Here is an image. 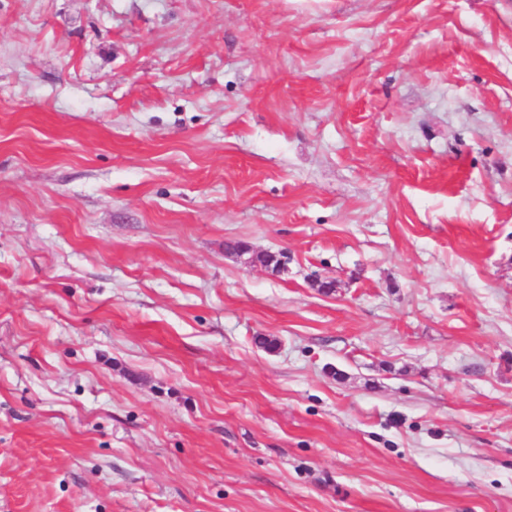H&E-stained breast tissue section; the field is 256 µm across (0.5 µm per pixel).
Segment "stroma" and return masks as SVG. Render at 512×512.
Returning <instances> with one entry per match:
<instances>
[{
	"label": "stroma",
	"mask_w": 512,
	"mask_h": 512,
	"mask_svg": "<svg viewBox=\"0 0 512 512\" xmlns=\"http://www.w3.org/2000/svg\"><path fill=\"white\" fill-rule=\"evenodd\" d=\"M0 512H512V0H0Z\"/></svg>",
	"instance_id": "stroma-1"
}]
</instances>
